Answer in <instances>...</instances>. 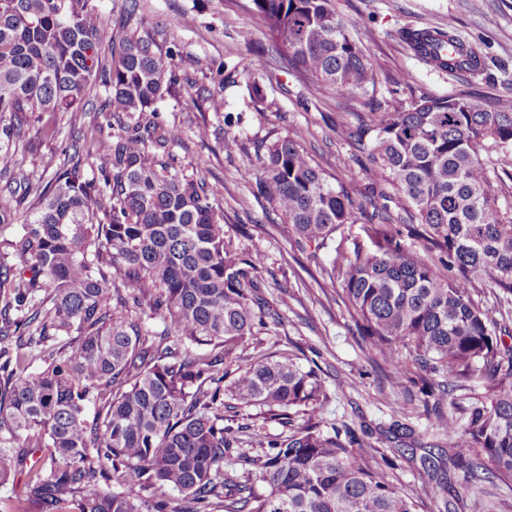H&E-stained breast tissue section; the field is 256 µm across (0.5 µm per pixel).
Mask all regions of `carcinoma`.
<instances>
[{
	"label": "carcinoma",
	"instance_id": "cac0c4a2",
	"mask_svg": "<svg viewBox=\"0 0 512 512\" xmlns=\"http://www.w3.org/2000/svg\"><path fill=\"white\" fill-rule=\"evenodd\" d=\"M251 2L314 90L376 89L356 23L333 0ZM98 34L96 0H0L1 115L49 114L42 133L54 138V115L82 109L102 86L103 111L127 118L112 127L99 179L72 156L51 181L26 175L39 202L18 229L0 198V235L13 230L19 261L0 275V341L13 326L31 356L0 350V486L25 474L26 494L43 512H418L368 454L353 451L363 444L350 428L324 431L329 396L319 370L286 353L241 361L238 348L279 315L261 294V258L224 240L217 190L175 166L168 146L181 130L144 120L179 83L174 52L118 28L106 64ZM400 36L440 70H483L451 23ZM367 135L370 192L383 198V186H393L409 227L430 234L444 269L402 250L384 228L385 211L336 189L297 135L266 146L256 188L317 248L344 224L366 225L374 249L337 252L326 274L395 383L407 377L409 357L408 381L438 403L450 388L487 389L465 423L435 416L448 455L423 457L439 512H457L442 477L447 463L471 483L512 482V353L473 297L487 280L512 294V213L491 207L495 186L480 157L487 146L512 156V102L486 105L471 89L422 96L346 129L348 139ZM117 262L127 266L133 304L148 298L173 344H149L127 304L116 315L104 266ZM211 344L223 354L198 352ZM36 359L45 368L31 370ZM251 407L288 435L272 439L263 426L238 422ZM256 445L262 454L248 455ZM241 460L254 471L232 470ZM252 474L268 493L254 491ZM171 491L183 495L184 510L171 506Z\"/></svg>",
	"mask_w": 512,
	"mask_h": 512
}]
</instances>
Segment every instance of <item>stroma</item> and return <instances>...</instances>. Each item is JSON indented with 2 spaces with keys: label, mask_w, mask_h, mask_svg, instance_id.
I'll return each instance as SVG.
<instances>
[{
  "label": "stroma",
  "mask_w": 512,
  "mask_h": 512,
  "mask_svg": "<svg viewBox=\"0 0 512 512\" xmlns=\"http://www.w3.org/2000/svg\"><path fill=\"white\" fill-rule=\"evenodd\" d=\"M97 4L102 53H109L110 31L122 22L139 35L158 33L159 43L175 52L179 83L158 102L150 119L181 130L170 152L186 173L219 190L224 238L239 252L261 255L258 278L280 316L278 325L247 348V356L288 352L302 365L316 364L329 394L324 425L354 428L372 446L374 465L417 501L419 512H437L421 463L424 448L440 440L434 412L466 420L474 396L484 390L451 391L434 407L425 404L417 386L393 385V369L363 347L348 307L322 278L336 250L371 249L362 224L337 231L327 248L299 247L281 212L253 192L257 148L302 134L303 147L330 174L333 185L365 202L367 160L342 138V127H357L372 110L407 106L423 95L446 97L466 87L488 100L512 95V0H335L337 13L356 20L357 36L378 69L376 90L362 97L336 91L312 94L308 79L288 68L287 49H271L251 0H140L131 17L124 0ZM451 25L485 63L486 75L439 70L399 37L403 29L444 30ZM250 72L262 97L246 87L244 77ZM189 94L197 100L191 107L184 104ZM213 94L223 97V110H212ZM105 97L97 92L84 111L60 115L56 139L43 138L44 120L34 114L24 117L16 143H7L0 134V197L9 199L16 223H23L37 204L20 183L23 174L37 170L53 176L64 151L74 150L87 176L97 175V158L107 146L102 143L86 152L80 137L90 121L111 122V113L101 109ZM228 136L239 141L231 153L224 150ZM396 399L407 403L404 422L413 432L407 439L392 433L390 404ZM449 475L450 492L461 501L459 512H512V485L486 483L466 492L460 486L462 470L450 469Z\"/></svg>",
  "instance_id": "stroma-1"
}]
</instances>
